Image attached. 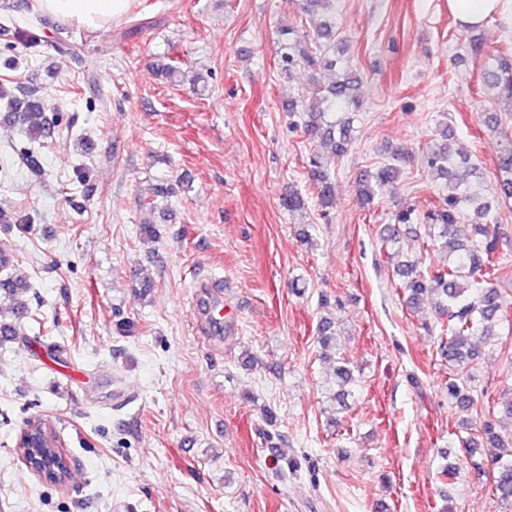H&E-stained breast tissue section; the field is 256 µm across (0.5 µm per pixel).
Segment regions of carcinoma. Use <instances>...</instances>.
Returning a JSON list of instances; mask_svg holds the SVG:
<instances>
[{
    "label": "carcinoma",
    "instance_id": "1",
    "mask_svg": "<svg viewBox=\"0 0 512 512\" xmlns=\"http://www.w3.org/2000/svg\"><path fill=\"white\" fill-rule=\"evenodd\" d=\"M336 32L329 24H321L313 32L289 30L279 41L278 61L281 70L305 68L309 83L305 92L288 102V112L297 117L307 139L319 143L309 157L308 180L313 188L315 205L321 214L328 213L335 198L334 185L328 171V159L344 156L353 144L352 112L360 107L357 92L361 85L359 73L345 68L329 83L321 71L336 70ZM492 67L482 75L483 85L491 90V99L508 106L512 112V49L504 47L489 55ZM10 109L8 117L23 125L27 138L33 142L48 136L49 121L45 115L44 97L38 92L17 87L8 94L0 84V100ZM453 131L442 127L437 138L425 150L427 167L440 179L449 182L448 191L426 213L428 223L422 225L426 244L444 253L447 263L441 267L425 266L426 257L418 255L394 266L399 288L406 306L420 307L432 301L437 314L447 319L448 336L441 338V353L448 364L463 367L476 359L481 346L495 336L494 327L512 315V299L505 298L494 280L498 278L497 229L492 219L493 201L483 193L480 167L471 163L463 174L455 172L451 140ZM409 158L408 151L397 149L392 161L375 171H367L359 182V193L371 204L394 190L400 167ZM495 198L512 199V141L500 146L497 153ZM415 209L397 205L390 222L379 227L381 247L399 242L401 235L414 231ZM322 354L336 357V390L329 394L331 421L346 404L353 371L341 352V335L336 323L324 318L318 329ZM448 400L467 411L474 406L470 386L463 378L448 380ZM481 441L470 440V448H489L494 492L503 512H512V436H503L493 423L486 421L479 433ZM34 452L42 457L45 472L50 465L59 467L58 479L51 484L64 485L70 476L69 457L59 445L56 434L48 432L45 447Z\"/></svg>",
    "mask_w": 512,
    "mask_h": 512
}]
</instances>
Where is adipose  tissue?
<instances>
[{"label":"adipose tissue","instance_id":"adipose-tissue-1","mask_svg":"<svg viewBox=\"0 0 512 512\" xmlns=\"http://www.w3.org/2000/svg\"><path fill=\"white\" fill-rule=\"evenodd\" d=\"M134 0H36L38 9L56 18L100 30L124 19ZM448 11L462 29L512 17V0H448Z\"/></svg>","mask_w":512,"mask_h":512}]
</instances>
